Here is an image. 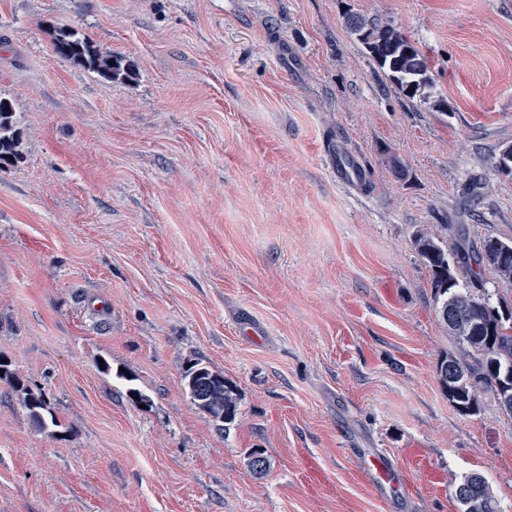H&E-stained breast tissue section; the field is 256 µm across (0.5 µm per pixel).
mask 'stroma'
<instances>
[{
  "label": "stroma",
  "instance_id": "stroma-1",
  "mask_svg": "<svg viewBox=\"0 0 512 512\" xmlns=\"http://www.w3.org/2000/svg\"><path fill=\"white\" fill-rule=\"evenodd\" d=\"M350 14L425 52L431 102ZM59 28L135 82L55 56ZM0 98L25 155L0 167V512H460L471 474L512 512V414L444 393L461 346L415 245L512 239L502 0H0ZM197 362L233 424L191 400ZM375 454L397 487L367 480ZM204 370V376L206 378H211L209 381H203L201 378H198L196 380H192V383H190V378L197 373L199 370ZM186 378L187 380V386L189 389V393L191 395V398L196 403V400L193 395L194 387L197 383L196 390H202V389H208L211 385L221 384L222 389H224V421L221 423L231 424L235 421L236 415H237V393L235 388L229 384L227 381L222 382L219 381L220 374L213 372L211 369H209L207 366H203L202 363H195L193 366H191L187 372H186ZM197 404V403H196ZM198 405V404H197ZM199 406V405H198ZM200 407V406H199ZM201 408V407H200Z\"/></svg>",
  "mask_w": 512,
  "mask_h": 512
}]
</instances>
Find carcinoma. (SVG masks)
Returning a JSON list of instances; mask_svg holds the SVG:
<instances>
[{
  "mask_svg": "<svg viewBox=\"0 0 512 512\" xmlns=\"http://www.w3.org/2000/svg\"><path fill=\"white\" fill-rule=\"evenodd\" d=\"M347 24L397 90L406 98H426L433 78L429 59L405 35L391 26L374 24L359 15L347 17ZM56 56L72 61L108 81L130 82L137 76L133 63L123 57L101 51L92 40L73 31L62 30L52 40ZM22 133L13 105L0 99V164L23 160ZM486 242L474 246L464 236L452 245L436 234L421 236L417 248L431 269L437 311L441 323L453 317L450 331L463 345L460 355L448 354L437 367L438 379L458 410L467 412L480 393L497 395L504 378L512 376V312L505 316L490 305L483 295L458 290V274L469 277L473 287L480 288L479 275ZM456 373L448 375V365ZM204 370L207 380L187 383L189 390H202L221 384L224 389V423L235 421L237 393L228 382H219L220 374L197 362L186 372L191 378ZM464 512H499V505L489 486L483 496L462 499Z\"/></svg>",
  "mask_w": 512,
  "mask_h": 512,
  "instance_id": "carcinoma-1",
  "label": "carcinoma"
}]
</instances>
